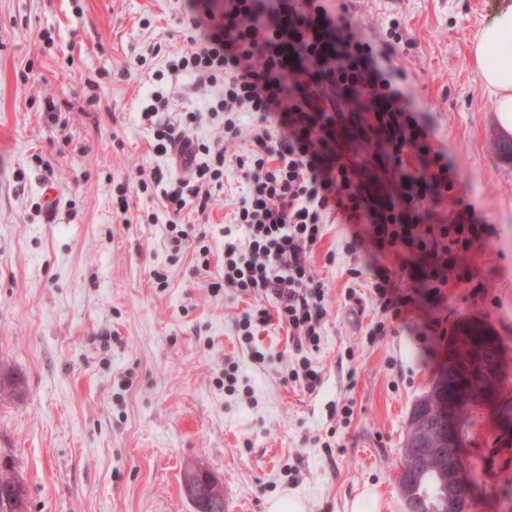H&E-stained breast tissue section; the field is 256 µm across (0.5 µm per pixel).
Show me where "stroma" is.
Returning <instances> with one entry per match:
<instances>
[{"mask_svg":"<svg viewBox=\"0 0 512 512\" xmlns=\"http://www.w3.org/2000/svg\"><path fill=\"white\" fill-rule=\"evenodd\" d=\"M499 4L348 0L367 32L395 18L406 27L411 43L394 63L439 125L461 192L496 230L494 249L472 258L488 297L451 289L448 323L483 320L512 361V160L496 150L494 99L471 50ZM187 45L169 0H0V372L20 384L0 399V458L17 464L30 512H194L182 474L197 460L234 512H268L286 492L305 512H352L360 500L369 512H404L400 448L439 366L402 327L367 343L380 314L366 287L356 288L362 305L345 299L346 225H329L314 253L328 321L312 355L323 384L311 394L286 380L285 331L262 328L254 345L266 359L252 360L236 336L249 299L212 289L245 190L236 168L206 215L192 204L182 214L203 233L199 245L173 248L147 194L124 212L112 200L137 166L167 165L139 113L163 55ZM346 402L351 420L331 417ZM494 446L512 449V432L487 408L464 453L479 464ZM469 512H512V469L479 478Z\"/></svg>","mask_w":512,"mask_h":512,"instance_id":"1","label":"stroma"}]
</instances>
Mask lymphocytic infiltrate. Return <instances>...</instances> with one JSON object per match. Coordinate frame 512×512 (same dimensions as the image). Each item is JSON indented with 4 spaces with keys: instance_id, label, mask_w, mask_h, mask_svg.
Masks as SVG:
<instances>
[{
    "instance_id": "lymphocytic-infiltrate-1",
    "label": "lymphocytic infiltrate",
    "mask_w": 512,
    "mask_h": 512,
    "mask_svg": "<svg viewBox=\"0 0 512 512\" xmlns=\"http://www.w3.org/2000/svg\"><path fill=\"white\" fill-rule=\"evenodd\" d=\"M188 33V52L168 58L157 78H192L210 91L206 107L166 117L161 89L148 95L140 121L169 169L138 168L117 187L159 190L174 246L193 227L181 223L187 203L206 212L224 171L235 163L247 186L233 213L236 234L224 243L226 290L256 298L236 322L240 341L277 322L289 336L288 377L308 392L322 385L310 355L325 334L327 287L313 266L327 225L350 228L342 249L352 279H367L386 319L416 314L412 328L431 356L447 340L438 313L448 291L476 282L475 252L491 247L494 228L475 202L463 199L448 148L429 112L394 67L400 22L383 49L331 0H174ZM221 119L220 144L200 141L194 127Z\"/></svg>"
}]
</instances>
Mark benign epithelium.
Instances as JSON below:
<instances>
[{
  "mask_svg": "<svg viewBox=\"0 0 512 512\" xmlns=\"http://www.w3.org/2000/svg\"><path fill=\"white\" fill-rule=\"evenodd\" d=\"M453 339V347L463 345L470 349V358L461 363L449 355L446 367L427 392L448 402L447 440L439 442L422 403L415 402L410 432L402 443V453L409 464L397 477L399 495L408 505L423 494L425 476H430L439 492L438 507L442 512H462L468 504V488L463 480L466 462L459 454L463 443L453 423L456 409L463 406L478 412L496 403L503 411L512 410V399L506 397L504 352L499 338L486 325L468 322L457 328Z\"/></svg>",
  "mask_w": 512,
  "mask_h": 512,
  "instance_id": "7a95c632",
  "label": "benign epithelium"
}]
</instances>
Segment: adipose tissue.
<instances>
[{
	"instance_id": "adipose-tissue-1",
	"label": "adipose tissue",
	"mask_w": 512,
	"mask_h": 512,
	"mask_svg": "<svg viewBox=\"0 0 512 512\" xmlns=\"http://www.w3.org/2000/svg\"><path fill=\"white\" fill-rule=\"evenodd\" d=\"M480 83L495 97L501 128L512 132V0H502L494 19L478 33L473 47Z\"/></svg>"
}]
</instances>
